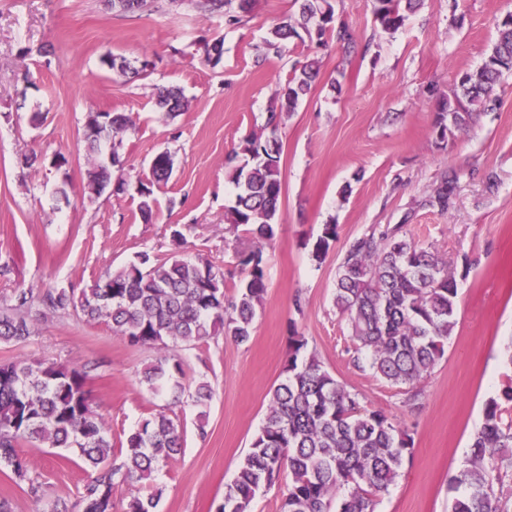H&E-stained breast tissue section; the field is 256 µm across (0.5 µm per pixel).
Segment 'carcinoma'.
<instances>
[{"label": "carcinoma", "mask_w": 512, "mask_h": 512, "mask_svg": "<svg viewBox=\"0 0 512 512\" xmlns=\"http://www.w3.org/2000/svg\"><path fill=\"white\" fill-rule=\"evenodd\" d=\"M197 0L208 13H221L228 26L240 22L235 10L245 11L239 0ZM299 19H286L271 31L265 48L277 51L304 37L324 44L328 35L347 48L354 46L346 25L335 23L330 0H294ZM420 0H373V15L384 33L397 31ZM497 38L475 74L464 73L457 81L454 100L445 103L437 121L444 141L465 129L474 108L496 101L504 75L512 74V11L496 20ZM319 73L318 61L298 62L294 74L281 88L277 105L266 119V136L250 134L243 140L245 165L237 156L225 159V168L237 189L235 204L225 221L245 226L252 245L237 251L242 277L227 296L224 274L207 260L172 256L160 260L147 252L115 272L98 278L80 291L54 288L42 304L54 311H76L88 322H103L131 345L165 349L168 343L192 346L212 336L224 335L238 344L252 335L256 306L266 290L264 249L276 235L283 187L280 173V116L293 112L309 94ZM158 108L171 116L184 106L182 94L162 88L156 94ZM133 127L123 112L89 113L84 130L88 150L101 153L103 142ZM173 172L168 153L160 155L147 181H138L140 213L153 216V187L166 183ZM125 192L123 177L98 160L86 170V188L94 194L108 186ZM337 225L326 224L314 247V257H325L336 240ZM457 283L448 263L429 247L407 235L395 224L356 239L342 258L336 275L334 303L351 330L354 362L389 384L405 388L408 400L418 399L417 384L444 357L457 324ZM32 294L20 290L14 303L0 311V340L28 343L37 312ZM306 342L296 336L277 384L268 414L238 466L216 512H251L257 497L288 475L280 512H374L378 495L388 491L399 475L412 438L383 412L361 406L345 383L336 379L318 357L303 354ZM182 361L164 356L147 368L143 382L152 390L175 381ZM89 371L54 361L0 362V471H9L38 495L40 484L31 476L30 462L18 451L21 442H37L47 448H64L77 454L94 471L85 486L83 512H112L116 481L152 479L159 467L175 462L183 450L184 430L160 412L131 432L120 448H114L103 416L92 404L87 388ZM118 455L121 462H112ZM512 467V381L484 409L480 429L474 434L470 455L448 485L460 493L450 512H505L501 497L490 484V473ZM133 496L126 512H156L164 489Z\"/></svg>", "instance_id": "obj_1"}]
</instances>
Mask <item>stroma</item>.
<instances>
[{"mask_svg": "<svg viewBox=\"0 0 512 512\" xmlns=\"http://www.w3.org/2000/svg\"><path fill=\"white\" fill-rule=\"evenodd\" d=\"M331 3L337 21L355 32V48L298 43L262 59L270 30L297 16L293 0H253L234 26L199 12L195 0H147L133 14L105 0H0V307L20 288L38 297L89 287L142 251L206 259L223 271L225 286L237 283L236 253L250 237L224 219L235 199L224 159L246 135L264 134L296 62L319 61L318 81L278 129L284 194L250 341L220 335L173 348L186 391L202 383L213 390L206 417L192 403H173L170 392L147 389L142 374L156 351L75 312H46L26 345L0 341V361L90 368L88 387L113 443L161 411L182 424V455L156 474L165 488L158 512H215L284 377L292 335L304 337L307 352L361 405L413 439L375 512H448V477L463 467L487 401L512 378L505 361L512 349V75L466 130L443 142L435 126L457 77L481 67L495 20L512 11V0H423L391 34L377 29L371 0ZM219 36L224 54L213 66L203 45ZM108 55L126 58L130 70L104 66ZM160 87L182 92L187 107L177 117L156 108ZM91 112L133 118V129L103 148L118 155L125 192L95 196L84 187ZM162 151L174 170L155 187L147 222L135 185ZM59 152L68 163L57 169L50 161ZM451 176L457 185L447 209L430 206ZM327 224L337 237L319 261L314 246ZM389 224L405 225L446 259L458 288L455 331L414 406L399 388L354 366L349 325L334 305L349 245ZM466 257L472 266L463 265ZM19 451L41 489L32 496L27 484L0 473V498L12 512H47L58 499L82 512L90 469L58 449L25 443Z\"/></svg>", "mask_w": 512, "mask_h": 512, "instance_id": "35a3bbf8", "label": "stroma"}]
</instances>
